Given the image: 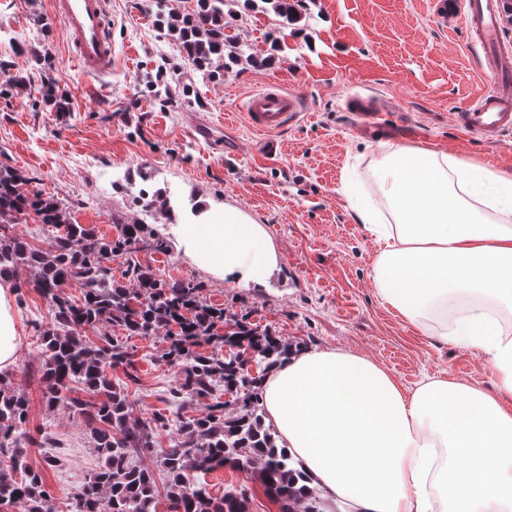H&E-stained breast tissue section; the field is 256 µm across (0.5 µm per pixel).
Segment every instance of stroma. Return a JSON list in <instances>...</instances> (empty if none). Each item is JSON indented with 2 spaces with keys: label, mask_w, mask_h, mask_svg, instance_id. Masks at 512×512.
<instances>
[{
  "label": "stroma",
  "mask_w": 512,
  "mask_h": 512,
  "mask_svg": "<svg viewBox=\"0 0 512 512\" xmlns=\"http://www.w3.org/2000/svg\"><path fill=\"white\" fill-rule=\"evenodd\" d=\"M462 0H305L302 19L289 29L282 59L263 67L242 65L211 80L184 64L173 41L154 22L152 0H110L112 45L118 63L111 77L94 81L79 70L51 0H0V60L11 73L37 74L28 45L47 39L48 71L72 110L58 117L34 98L0 97V165L22 170L32 189L70 204V220L115 234L112 219L146 218L165 226L163 207L143 215L120 185L127 171L147 165L151 189L172 203L192 200L235 206L263 224L280 270L267 287H231L195 266L179 250L140 260L164 279H197L207 303L288 343L341 349L366 356L404 388L428 377L490 387L482 355L444 343L381 303L372 282L374 238L358 224L342 193L348 169L376 194L371 168L381 146L428 148L490 171H512V133L489 143L461 133L457 113L489 91L481 62L460 19ZM229 31L263 57L279 26L270 11L242 10ZM168 62L179 69L189 95L162 109L141 79ZM277 85L301 98L305 119L277 134L267 152L246 124L251 93ZM375 101L389 119L378 132L359 130L346 109L350 94ZM412 123L419 139L404 133ZM21 275L16 308L21 344L8 376L29 403L25 448L41 471L54 512H69L73 494L101 461L83 417L49 405L40 380L37 327L50 324L49 305ZM126 344L139 383L130 387L134 417L174 411L168 390L176 371L156 362L158 336H131ZM210 492L245 490L251 512H280L257 476L229 467L207 474Z\"/></svg>",
  "instance_id": "1"
}]
</instances>
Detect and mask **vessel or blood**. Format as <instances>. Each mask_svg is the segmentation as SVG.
<instances>
[{
    "label": "vessel or blood",
    "mask_w": 512,
    "mask_h": 512,
    "mask_svg": "<svg viewBox=\"0 0 512 512\" xmlns=\"http://www.w3.org/2000/svg\"><path fill=\"white\" fill-rule=\"evenodd\" d=\"M52 11L65 24L71 53L82 72L96 78L110 75L115 59L107 0H52ZM502 12L501 0H467L464 14L469 43L482 58L484 73L493 87L460 113V127L486 141L512 130V52L503 48ZM346 108L362 123H382L381 112L367 97L356 93L348 96ZM300 115L299 98L276 87L252 94L245 104L249 126L269 135L268 148L272 151L277 148L273 134Z\"/></svg>",
    "instance_id": "obj_1"
}]
</instances>
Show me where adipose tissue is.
<instances>
[{
  "label": "adipose tissue",
  "instance_id": "ef3b65f1",
  "mask_svg": "<svg viewBox=\"0 0 512 512\" xmlns=\"http://www.w3.org/2000/svg\"><path fill=\"white\" fill-rule=\"evenodd\" d=\"M372 177L381 204L347 199L380 246L379 297L484 354L494 388L437 378L407 390L369 358L309 348L266 376V420L325 512H512V334L488 312L512 308V172L401 146L381 152ZM177 230L214 279L260 287L279 268L265 228L236 207L202 202ZM19 344L15 290L1 280L0 373Z\"/></svg>",
  "mask_w": 512,
  "mask_h": 512
}]
</instances>
